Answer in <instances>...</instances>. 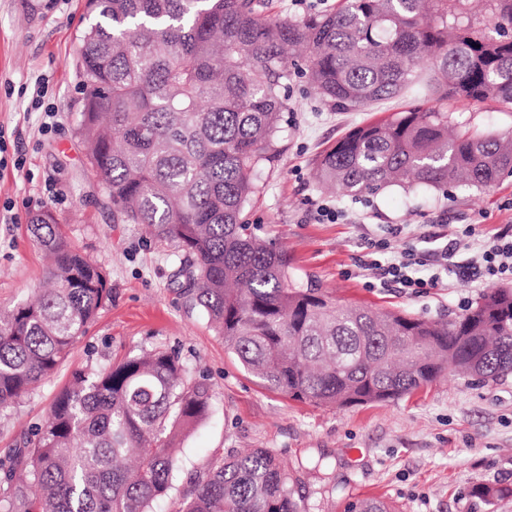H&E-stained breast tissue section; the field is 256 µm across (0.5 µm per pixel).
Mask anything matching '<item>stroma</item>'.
<instances>
[{
    "label": "stroma",
    "mask_w": 512,
    "mask_h": 512,
    "mask_svg": "<svg viewBox=\"0 0 512 512\" xmlns=\"http://www.w3.org/2000/svg\"><path fill=\"white\" fill-rule=\"evenodd\" d=\"M85 0H0V129L6 155L22 157L0 168V307L31 297L46 258L26 226L51 210L76 248L99 262L112 299L57 371L23 402L0 412V457L42 421L56 395L76 374L127 356L161 349L179 352L191 379L212 389L209 414L184 437L181 473L203 471L213 455L231 449L270 448L288 463L322 461L328 479L310 481L311 512H345L371 496L397 512H512V501L488 505L474 497L481 484L512 486V374L495 381L448 376L413 395L347 408L316 407L264 389L224 348L201 309L171 282L182 256L139 224H116L112 204L90 174L76 133L84 99L79 37L90 19ZM48 83L44 108H34L37 80ZM281 114L279 155L262 175L263 189L249 209L264 239L285 246L291 278L336 298L429 319L452 318L487 281L449 275L421 297L371 285L358 260L369 240L388 238L394 250L420 236L455 238L477 225V243L460 247L469 263L480 245L512 225V174L480 191L389 187L345 197L320 187L313 172L319 153L355 125L412 108L392 99L376 108L335 111L304 79L291 76ZM55 114L42 129L45 109ZM456 125L485 132L512 131V110L493 103H444ZM325 204L342 219L318 223Z\"/></svg>",
    "instance_id": "obj_1"
}]
</instances>
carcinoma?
<instances>
[{"label": "carcinoma", "instance_id": "obj_1", "mask_svg": "<svg viewBox=\"0 0 512 512\" xmlns=\"http://www.w3.org/2000/svg\"><path fill=\"white\" fill-rule=\"evenodd\" d=\"M468 0H339L297 19L268 0H86V96L77 133L116 224H143L189 261L184 293L224 347L267 390L315 406L388 402L445 373H512V287L465 313L427 319L343 304L289 276L288 251L250 231L247 206L279 154L286 53L299 48L321 100L365 108L421 94L512 110V0H485L494 26L461 18ZM512 173V135L452 128L451 113L411 108L358 126L315 163L346 196L388 186L494 187ZM52 259L47 285L0 310V411L51 376L111 300L102 267L49 210L29 224ZM211 387L176 352L145 351L75 376L40 424L0 459V512H150L177 477L185 433ZM321 463L269 448L234 450L186 478L177 512H309ZM487 503L512 488L480 485ZM348 512H396L381 497Z\"/></svg>", "mask_w": 512, "mask_h": 512}]
</instances>
